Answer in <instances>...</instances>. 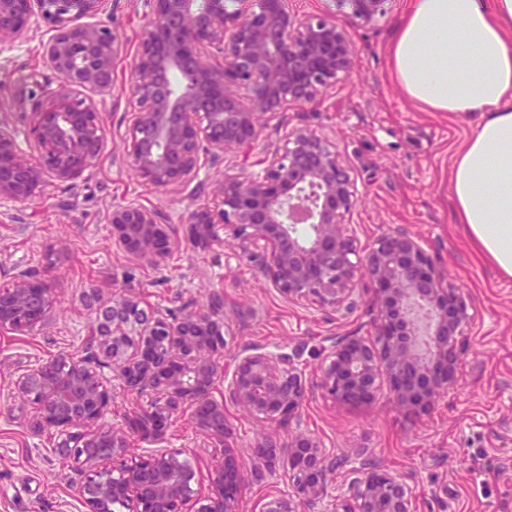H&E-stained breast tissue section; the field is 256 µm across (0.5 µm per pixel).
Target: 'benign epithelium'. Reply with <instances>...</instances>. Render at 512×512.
<instances>
[{
    "mask_svg": "<svg viewBox=\"0 0 512 512\" xmlns=\"http://www.w3.org/2000/svg\"><path fill=\"white\" fill-rule=\"evenodd\" d=\"M321 14L299 18L281 0H155L133 60L129 94L136 110L127 157L138 178L159 191L199 177L210 161L250 151L270 122L284 130L262 172L224 171L212 188L215 204L196 205L185 218L188 239L208 248L225 241L259 261L273 288L290 303L314 298L338 314L354 304L357 281L375 284L370 336L338 334L324 348L321 387L335 399L371 400L382 383L401 410L415 414L448 395L464 362L475 310L422 241L404 227L358 247L348 217L358 201L349 166L322 132L288 127L285 113L317 100L352 72L356 46L336 23L343 13L360 25L386 14L389 0H327ZM102 0H0V48L24 43L46 23L43 66L58 84L22 76L11 97L29 117L26 140L0 129V208L45 194L91 169L104 151L100 97L112 89L122 43L116 30L91 21ZM182 79L175 88L171 75ZM116 246L136 260L160 264L179 240L157 209L112 207ZM308 225L306 234L297 225ZM90 351L52 355L19 375V393L34 428L55 430V454L87 467L79 489L86 512H240L249 481L226 443L225 406L270 425L298 417L309 396L302 370L286 354L253 352L221 363L226 346L224 290L206 307L150 318L132 294L97 305ZM53 315V289L30 269L12 268L0 289V329L27 336ZM224 383L221 398L213 395ZM147 404L126 428L104 426L112 411L111 382ZM188 417L204 444L221 451L202 493L198 469L178 449H158L127 464L129 437L148 442ZM254 452L279 461L290 490L268 496L260 512H414L413 477L366 458L335 479L344 461L297 430L283 442L268 434Z\"/></svg>",
    "mask_w": 512,
    "mask_h": 512,
    "instance_id": "1",
    "label": "benign epithelium"
}]
</instances>
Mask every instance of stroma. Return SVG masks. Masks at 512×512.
<instances>
[{"instance_id":"35a3bbf8","label":"stroma","mask_w":512,"mask_h":512,"mask_svg":"<svg viewBox=\"0 0 512 512\" xmlns=\"http://www.w3.org/2000/svg\"><path fill=\"white\" fill-rule=\"evenodd\" d=\"M403 2L390 0L386 15L370 27L337 15L356 45V66L326 97L290 109L287 117L290 125L307 124L327 135L349 166L361 194L349 217L358 246L404 227L427 243L435 265L474 302L478 316L454 389L416 418L394 408L384 390L364 403L338 402L319 386L322 349L336 334H372L370 284L359 281L353 311L338 319L315 301L285 300L257 264L228 243L202 249L183 242L188 210L207 199L201 186L221 180L228 166L244 174L261 171L265 144L278 133L267 128L262 143L247 154L205 165L197 185L165 192L146 185L127 162L129 132L122 116L133 106V59L154 2L103 0L97 19L123 43L102 105L106 148L73 184L54 185L45 197L0 215V287L10 285L5 269L19 264L50 281L56 296L45 329L29 336L0 332V512H84L81 465L61 463L52 437L33 433L31 408L15 380L49 355L83 354L92 332L86 305L92 288L104 302L129 290L141 296L144 309L176 315L202 309L212 290L223 289V357L255 348L294 356L311 387L298 424L276 426L280 438L298 426L336 455L371 456L412 475L418 512H512V279L500 278L483 262L455 222L450 167L471 133L470 118L424 111L390 75L387 46ZM50 35L44 25L27 42L0 49V128L23 131L8 87L21 76L43 73L40 44ZM129 202L158 209L180 237L161 266L140 264L115 245L109 215L113 206ZM227 428V442L249 479L240 510L259 512L265 493L288 485L281 469L252 452L264 431L259 422L231 405ZM164 445L184 451L205 474L220 458L186 418L171 428Z\"/></svg>"}]
</instances>
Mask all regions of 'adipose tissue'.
Returning a JSON list of instances; mask_svg holds the SVG:
<instances>
[{"label":"adipose tissue","instance_id":"adipose-tissue-1","mask_svg":"<svg viewBox=\"0 0 512 512\" xmlns=\"http://www.w3.org/2000/svg\"><path fill=\"white\" fill-rule=\"evenodd\" d=\"M388 61L425 111L478 114L451 165L455 221L512 278V0H410Z\"/></svg>","mask_w":512,"mask_h":512}]
</instances>
